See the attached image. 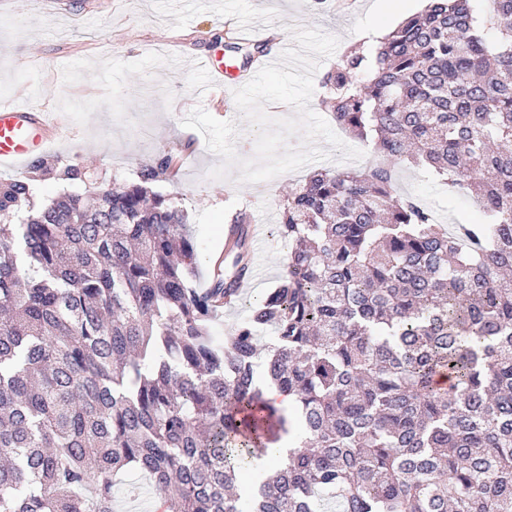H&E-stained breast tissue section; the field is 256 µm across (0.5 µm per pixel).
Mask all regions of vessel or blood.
Listing matches in <instances>:
<instances>
[{"label": "vessel or blood", "mask_w": 512, "mask_h": 512, "mask_svg": "<svg viewBox=\"0 0 512 512\" xmlns=\"http://www.w3.org/2000/svg\"><path fill=\"white\" fill-rule=\"evenodd\" d=\"M201 71L209 80L208 98L217 101L224 94V66L212 58L202 59ZM70 128L45 112L39 100L17 95L0 99V167L8 168L45 154L60 139L69 137Z\"/></svg>", "instance_id": "b4317fda"}]
</instances>
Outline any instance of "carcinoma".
Wrapping results in <instances>:
<instances>
[{
	"instance_id": "cac0c4a2",
	"label": "carcinoma",
	"mask_w": 512,
	"mask_h": 512,
	"mask_svg": "<svg viewBox=\"0 0 512 512\" xmlns=\"http://www.w3.org/2000/svg\"><path fill=\"white\" fill-rule=\"evenodd\" d=\"M471 2L424 0L321 76L377 161L288 195L280 282L222 341L248 231L192 288L187 216L151 187L172 158L91 203L0 181V217L25 215L0 225V512H114L130 471L167 512H321L327 490L337 512H512V0ZM397 163L483 219L436 223Z\"/></svg>"
}]
</instances>
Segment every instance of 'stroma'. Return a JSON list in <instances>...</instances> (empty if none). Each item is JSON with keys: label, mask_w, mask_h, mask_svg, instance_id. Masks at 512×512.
<instances>
[{"label": "stroma", "mask_w": 512, "mask_h": 512, "mask_svg": "<svg viewBox=\"0 0 512 512\" xmlns=\"http://www.w3.org/2000/svg\"><path fill=\"white\" fill-rule=\"evenodd\" d=\"M421 0H351L340 11L336 0H62L48 12L42 0H27L24 14L0 26V98L25 90L38 95L54 82L61 92L48 107L71 124L73 134L53 145L46 160L55 167L77 165L105 177L110 186L137 179L141 170L169 154L182 156L176 176L155 183L188 215L198 250L195 287L208 285L213 262L224 249V226L249 207L256 223L273 227L291 187L320 169L364 170L372 154L358 161L309 163L258 184L215 180L210 170L219 156L203 136L181 126L184 113L203 105L202 76L191 61L223 52L225 64L242 66L241 54L225 50L227 30L249 24L276 32L274 52L292 47L291 29L316 28L337 38L339 48L375 44L372 29L395 28L417 13ZM396 189L437 210L446 224L476 222L482 214L472 197L449 193L430 172L399 165ZM288 248L275 235L264 237L254 254L261 271L249 298L275 287Z\"/></svg>", "instance_id": "35a3bbf8"}]
</instances>
